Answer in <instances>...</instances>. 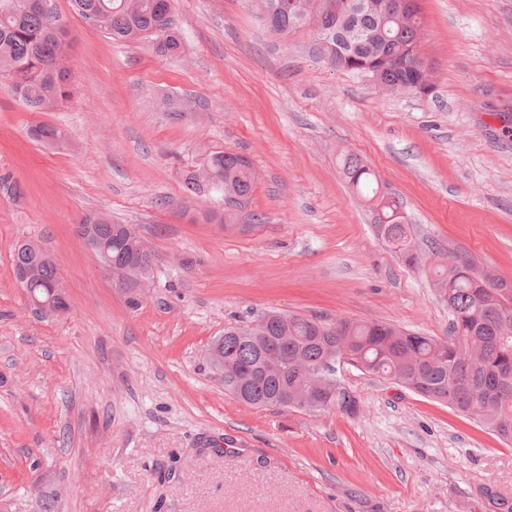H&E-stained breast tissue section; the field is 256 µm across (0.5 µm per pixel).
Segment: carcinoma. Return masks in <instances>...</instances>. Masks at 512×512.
<instances>
[{
  "label": "carcinoma",
  "instance_id": "obj_1",
  "mask_svg": "<svg viewBox=\"0 0 512 512\" xmlns=\"http://www.w3.org/2000/svg\"><path fill=\"white\" fill-rule=\"evenodd\" d=\"M33 0H0V82L34 112L52 110L68 101L72 89L61 62L69 50L61 19L47 20ZM74 10L116 41L151 39L160 56L184 51L175 26L174 0H71ZM260 16H276L278 35L313 25L331 65L371 77L386 93H415L430 82L417 55L422 19L417 0L388 19L347 0L336 11V0H255ZM36 141H64L51 124L33 127ZM348 185L374 213V224L394 251L409 263L419 257L409 239V225L397 215L398 201L379 187L375 173L358 158H342ZM186 187L200 193L220 190L241 203L255 183L250 161L232 152H216L202 169L184 173ZM371 187L365 194L362 187ZM84 223L99 225L106 252L130 264L128 279L147 278L153 265L141 255V236L105 212L88 214ZM13 261L37 266L32 298L59 309L54 285L59 281L52 257L43 249L19 248ZM435 286L448 305V336L438 340L399 326L377 322L324 319L270 311L261 316L265 337L249 328L224 330L212 347L214 365L224 373V390L253 407L308 412L338 410L354 415L356 396L336 376L345 363L447 405L458 414L512 445V284L490 272H477L467 261L442 266ZM288 334V359L271 354L269 339ZM480 494L497 512H512V502L491 487Z\"/></svg>",
  "mask_w": 512,
  "mask_h": 512
}]
</instances>
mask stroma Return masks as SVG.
<instances>
[{
    "instance_id": "1",
    "label": "stroma",
    "mask_w": 512,
    "mask_h": 512,
    "mask_svg": "<svg viewBox=\"0 0 512 512\" xmlns=\"http://www.w3.org/2000/svg\"><path fill=\"white\" fill-rule=\"evenodd\" d=\"M55 3L71 101L32 112L0 83V177L24 189L0 190V512H494L484 485L512 500V447L447 406L341 364L356 415L255 408L209 359L273 310L447 336L433 255L512 283V0H420L424 96L331 67L312 29L273 35L253 0H175L177 57ZM40 123L64 146L34 141ZM217 151L250 160L254 190L230 223L189 220L225 210L183 182ZM347 154L399 198L419 264L378 233ZM95 211L162 255L149 288L115 287L75 235ZM28 240L63 314L15 280ZM27 243L28 244L24 247H15L13 262H18L19 265H37L36 275L32 279L29 288L32 293V297L28 296L29 300L31 303H33V298L40 303L49 302L51 307L57 310L59 309V305L54 285L59 281V278L55 262L52 257L37 244L30 241H27ZM31 243L35 244L38 250L33 251L31 247H29ZM56 288H58L59 298L63 301V306L60 309L67 308L68 301L63 285L58 282Z\"/></svg>"
}]
</instances>
